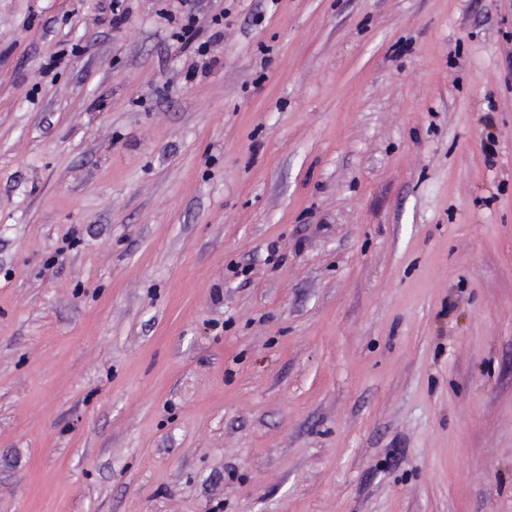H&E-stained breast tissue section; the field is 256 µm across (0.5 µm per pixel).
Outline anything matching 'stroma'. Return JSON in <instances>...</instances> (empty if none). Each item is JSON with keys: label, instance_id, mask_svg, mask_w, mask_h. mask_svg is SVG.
I'll return each instance as SVG.
<instances>
[{"label": "stroma", "instance_id": "stroma-1", "mask_svg": "<svg viewBox=\"0 0 512 512\" xmlns=\"http://www.w3.org/2000/svg\"><path fill=\"white\" fill-rule=\"evenodd\" d=\"M0 0V512H512V0ZM224 12L211 17L209 27L213 31L207 41L197 43V38L202 29L198 26L196 16L191 12L182 14L180 17L179 27H171L170 41L171 45L179 47L180 50L186 51L194 48L199 55L207 54V47L224 38Z\"/></svg>", "mask_w": 512, "mask_h": 512}]
</instances>
